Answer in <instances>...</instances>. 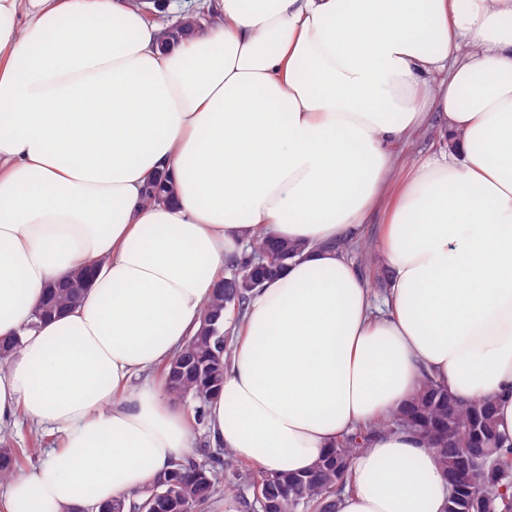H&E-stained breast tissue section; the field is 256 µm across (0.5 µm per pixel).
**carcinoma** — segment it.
I'll list each match as a JSON object with an SVG mask.
<instances>
[{
    "label": "carcinoma",
    "mask_w": 512,
    "mask_h": 512,
    "mask_svg": "<svg viewBox=\"0 0 512 512\" xmlns=\"http://www.w3.org/2000/svg\"><path fill=\"white\" fill-rule=\"evenodd\" d=\"M252 245L289 261L304 249L299 243L264 238ZM357 248L376 271L377 280L388 278L389 270L371 243L360 241ZM245 265L243 255L230 264L231 272L225 276L226 282L214 289L198 331L165 365L167 390L175 399L202 404L220 392L224 366L233 350V333L225 329L224 318L240 320L257 290ZM86 292L87 275L77 268L51 289L46 303L36 307L30 325L77 305ZM400 426L430 441L442 471L455 484L445 512H512V437L498 430L493 401L460 406L430 379L423 382L409 408L343 438L336 449L301 474L254 476L243 470L229 451H223L224 494L234 498L237 512H336L337 497L349 482L353 457L368 446L376 432ZM29 452L28 448L12 447L0 434V482L8 479ZM218 490L213 471L204 463L189 460L154 475L135 498L114 500L101 512H204Z\"/></svg>",
    "instance_id": "1"
}]
</instances>
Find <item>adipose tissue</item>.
Instances as JSON below:
<instances>
[{"mask_svg":"<svg viewBox=\"0 0 512 512\" xmlns=\"http://www.w3.org/2000/svg\"><path fill=\"white\" fill-rule=\"evenodd\" d=\"M169 51L129 0H0V429L60 442L0 512H100L191 448L155 373L255 237L310 243L251 297L210 444L301 473L423 378L512 436V0H214ZM429 125L448 146L405 164ZM164 175L175 194L144 198ZM379 218L383 307L344 248ZM95 273L29 328L46 285ZM337 512H444L409 429L375 435Z\"/></svg>","mask_w":512,"mask_h":512,"instance_id":"obj_1","label":"adipose tissue"}]
</instances>
